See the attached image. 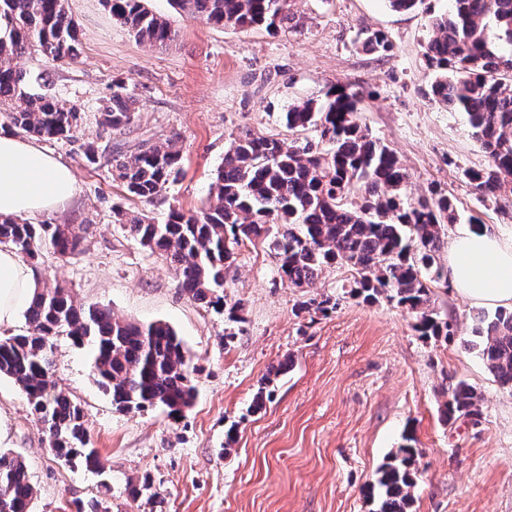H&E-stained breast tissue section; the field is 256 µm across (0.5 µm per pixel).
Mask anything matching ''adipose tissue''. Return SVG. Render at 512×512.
<instances>
[{"mask_svg": "<svg viewBox=\"0 0 512 512\" xmlns=\"http://www.w3.org/2000/svg\"><path fill=\"white\" fill-rule=\"evenodd\" d=\"M78 185L70 166L34 140L0 130V215L35 217L69 203ZM447 273L459 294L512 307V239L491 227L458 231L448 243ZM34 273L0 249V327L13 324L34 293Z\"/></svg>", "mask_w": 512, "mask_h": 512, "instance_id": "adipose-tissue-1", "label": "adipose tissue"}]
</instances>
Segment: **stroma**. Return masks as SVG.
<instances>
[{
  "mask_svg": "<svg viewBox=\"0 0 512 512\" xmlns=\"http://www.w3.org/2000/svg\"><path fill=\"white\" fill-rule=\"evenodd\" d=\"M298 30L222 28L193 20L171 0H146L167 19L174 41L140 43L101 0H68L82 44L76 63L30 55L18 65L50 76L49 89L80 105L72 140L47 143L73 169L79 193L40 224L88 228L80 251L45 250L38 285L60 284L86 305L116 318L163 321L183 341L197 390L178 420L164 409L116 411L96 382L89 347L56 342V383L83 406L104 465L96 474L51 452L19 386L0 377V445L20 454L35 487L32 512H72L77 500L103 497L110 512H375L367 492L380 466L413 436L419 448L410 512H512V389L489 372L474 338L479 305L455 288L436 290L434 307L454 321L448 341L425 340L396 303L351 297L346 267L325 268L306 288L282 280L267 247L240 249L227 279L228 301H241V323L225 340L223 315L185 295L174 270L142 248L113 210L209 207V185L224 148L249 127L286 139L289 105L318 100L335 86L360 99L361 121L392 149L410 175L411 198L437 187L458 206L452 234L471 218L512 237V215L480 201L463 172L486 158L465 113L433 99L423 54L431 19L448 0H420L411 11L387 0H292ZM388 34L392 49L371 53L365 33ZM120 81L137 101L125 130L105 133L102 97ZM178 137L183 171L150 206L127 195L108 156L89 163L80 146L160 143ZM328 298V314L298 312V301ZM466 381L482 396L474 426L443 419L449 384ZM270 396L260 411L259 388ZM151 478L156 496L131 497Z\"/></svg>",
  "mask_w": 512,
  "mask_h": 512,
  "instance_id": "stroma-1",
  "label": "stroma"
}]
</instances>
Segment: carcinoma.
<instances>
[{
	"label": "carcinoma",
	"mask_w": 512,
	"mask_h": 512,
	"mask_svg": "<svg viewBox=\"0 0 512 512\" xmlns=\"http://www.w3.org/2000/svg\"><path fill=\"white\" fill-rule=\"evenodd\" d=\"M188 18L233 29H295L290 0H173ZM448 13L432 18L425 60L433 73V96L467 114L487 164L464 170L484 201L512 206V53L496 50L487 36L512 47V0H448ZM112 17L149 47L174 39L166 19L142 0H103ZM0 19L11 29L0 40V117L45 142L74 137L80 107L44 91L48 79L17 67L24 55L75 62L80 57L78 24L66 0H0ZM363 47L387 52L380 31ZM135 98L116 82L104 97L100 125L120 131L133 122ZM357 95L333 88L320 102L292 104L284 113L290 130H313L316 141L298 142L246 130L224 150L210 194L216 205L192 213L172 210L163 223L147 213L114 210L139 244L169 263L189 298L227 321L242 322L241 306L227 301L224 283L237 249L260 242L276 261L281 279L297 288L311 284L327 267L354 269L350 294L366 303L385 297L414 316V330L426 340L454 335L452 320L431 307L434 287H448L440 262L445 225L457 221L452 197L435 188L412 201L410 175L388 146L374 139L359 116ZM178 139L141 144L112 155V171L127 193L145 204L160 197L181 171ZM87 228L72 224H30L0 216V245L33 264L49 248L64 257L78 251ZM27 331L0 340V376L24 392L32 415L54 455L101 472L85 413L53 379L55 341L66 336L92 348V371L119 412L156 407L177 419L196 398L186 349L163 321L120 320L104 307L77 302L62 286L35 288L24 312ZM479 355L497 381L512 388V308L478 317ZM444 419L482 417L481 398L467 382L448 386ZM380 467L372 491L375 512H408L419 455L415 438H405ZM35 489L24 459L0 450V512H31Z\"/></svg>",
	"instance_id": "obj_1"
}]
</instances>
